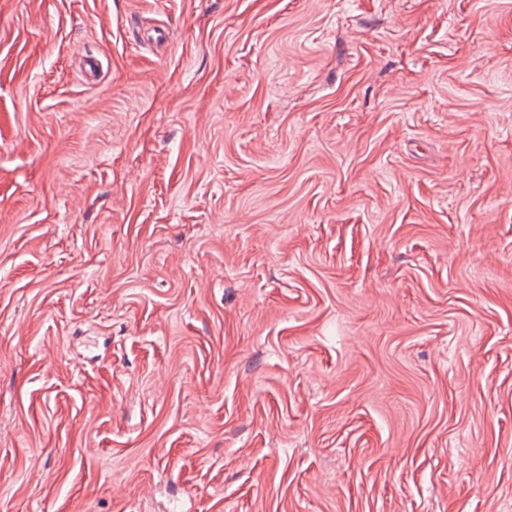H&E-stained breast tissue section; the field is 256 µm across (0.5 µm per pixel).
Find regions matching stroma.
Listing matches in <instances>:
<instances>
[{"instance_id":"35a3bbf8","label":"stroma","mask_w":512,"mask_h":512,"mask_svg":"<svg viewBox=\"0 0 512 512\" xmlns=\"http://www.w3.org/2000/svg\"><path fill=\"white\" fill-rule=\"evenodd\" d=\"M0 512H512V0H0Z\"/></svg>"}]
</instances>
